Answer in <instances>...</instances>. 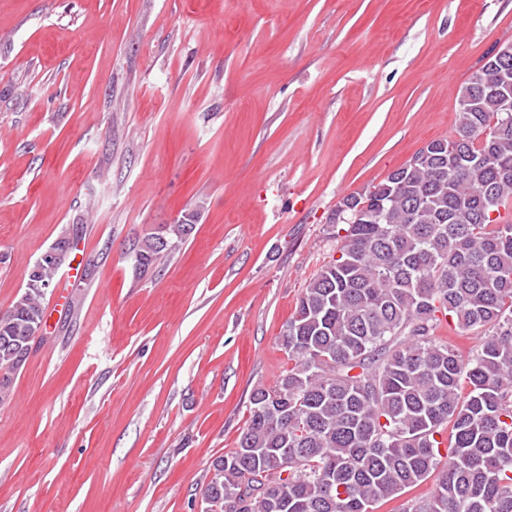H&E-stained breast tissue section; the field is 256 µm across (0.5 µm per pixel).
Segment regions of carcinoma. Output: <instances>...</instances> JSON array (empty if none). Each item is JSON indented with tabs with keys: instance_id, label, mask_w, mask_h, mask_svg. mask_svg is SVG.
I'll return each mask as SVG.
<instances>
[{
	"instance_id": "cac0c4a2",
	"label": "carcinoma",
	"mask_w": 512,
	"mask_h": 512,
	"mask_svg": "<svg viewBox=\"0 0 512 512\" xmlns=\"http://www.w3.org/2000/svg\"><path fill=\"white\" fill-rule=\"evenodd\" d=\"M512 55L474 70L452 139L343 200L339 257L298 298L279 341L291 366L252 392L237 448L203 493L219 512H375L435 477L405 512H512V112L493 89ZM135 240L146 270L182 225ZM44 293L0 312V368L27 361ZM478 343L436 336L446 322ZM447 466L437 472L440 447Z\"/></svg>"
}]
</instances>
